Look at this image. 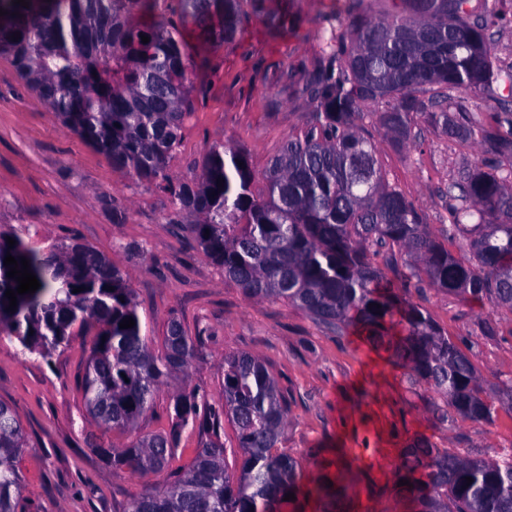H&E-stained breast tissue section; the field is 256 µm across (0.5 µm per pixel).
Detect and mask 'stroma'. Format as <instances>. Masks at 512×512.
I'll list each match as a JSON object with an SVG mask.
<instances>
[{"label":"stroma","mask_w":512,"mask_h":512,"mask_svg":"<svg viewBox=\"0 0 512 512\" xmlns=\"http://www.w3.org/2000/svg\"><path fill=\"white\" fill-rule=\"evenodd\" d=\"M267 12H288V26L270 34L250 17L233 42L208 48L209 91L196 103L170 163L177 177L199 173L208 149L235 143L250 154L256 189L288 136L305 130L315 112L296 79L318 58L328 20L345 17L349 0H265ZM409 149L380 143L389 182L419 208L433 232L448 221L449 186L469 168L477 148L440 133L425 115L411 123ZM163 189L114 170L79 142L0 56V233L45 249L78 240L111 257L128 277L143 332L161 348L167 322L180 318L198 338L202 356L186 381L158 393L140 421L143 431H168L173 395L198 388L216 409L224 404L225 353L262 357L288 397L289 424L281 448L302 465L313 485L318 463L349 485L345 512H416L392 492L403 448L418 436L451 455L499 459L512 448V407L499 388L512 381V311L493 301L475 305L428 284L412 289L449 339L460 341L485 381L496 412L476 423L449 412L424 383L395 367L364 336L327 328L303 310L247 299L184 227L169 223ZM89 337L73 336L48 358L24 353L0 335V401L16 412L26 434L18 462L22 512H124L129 500L162 486L170 470L188 466L198 433L183 432L169 471L139 477L113 467L88 437L117 448L126 435L98 428L87 417L79 379Z\"/></svg>","instance_id":"obj_1"}]
</instances>
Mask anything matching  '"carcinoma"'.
Masks as SVG:
<instances>
[{"label": "carcinoma", "instance_id": "1", "mask_svg": "<svg viewBox=\"0 0 512 512\" xmlns=\"http://www.w3.org/2000/svg\"><path fill=\"white\" fill-rule=\"evenodd\" d=\"M0 0V55L81 143L112 168L163 187L171 220L184 224L224 279L256 301H282L331 329L359 332L392 347L393 364L428 384L446 406L478 423L493 418L468 356L421 306L408 297L412 281L468 301L490 298L512 311V71L497 61L488 25L505 16L503 0H351L342 21H328L321 56L303 92L314 103L308 129L285 140L254 188L249 153L213 146L201 173L178 179L169 162L180 146L194 98L206 95L205 56L191 58L182 31L198 43L233 39L248 14L284 23L263 0ZM149 37L144 43L141 36ZM18 40H13V37ZM444 89L485 99V123L459 105L448 111ZM373 113L384 135L405 147L410 123L425 114L443 134L480 149L473 168L448 191L446 238L474 220L460 256L448 250L378 161V144L358 121ZM223 186H217V180ZM0 234V335L46 358L70 343L74 327L94 331L80 378L86 414L98 426L129 436L122 448L88 444L134 475L165 469L186 430L205 436L192 463L155 491L132 499L126 512H280L300 486L301 464L279 444L288 425V399L266 362L247 353L224 354V411L184 390L173 397L171 428L143 434L161 387L188 376L198 345L181 320L168 322L155 353L124 274L106 255L76 240L46 250ZM406 257L405 271L386 277L380 249ZM29 260L40 283L9 309L6 255ZM81 287L83 291L74 292ZM135 325L120 328L124 319ZM234 427L237 452L229 471L222 419ZM26 445L22 424L0 402V512H18L17 466ZM472 478L467 482L466 478ZM392 492L420 512H512V451L500 461L450 457L418 438L402 450ZM322 481L323 512H341L345 489Z\"/></svg>", "mask_w": 512, "mask_h": 512}]
</instances>
